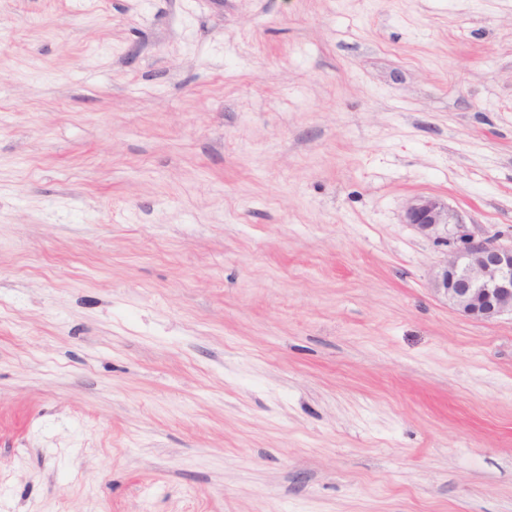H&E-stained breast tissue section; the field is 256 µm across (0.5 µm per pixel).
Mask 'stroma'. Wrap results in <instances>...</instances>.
I'll return each mask as SVG.
<instances>
[{"label":"stroma","instance_id":"1","mask_svg":"<svg viewBox=\"0 0 512 512\" xmlns=\"http://www.w3.org/2000/svg\"><path fill=\"white\" fill-rule=\"evenodd\" d=\"M512 0H0V512H512ZM403 223L452 245L434 284L460 314L477 320L512 316V241L497 244L470 231L447 202L432 195L410 200Z\"/></svg>","mask_w":512,"mask_h":512}]
</instances>
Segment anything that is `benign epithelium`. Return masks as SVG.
Here are the masks:
<instances>
[{
    "label": "benign epithelium",
    "instance_id": "benign-epithelium-1",
    "mask_svg": "<svg viewBox=\"0 0 512 512\" xmlns=\"http://www.w3.org/2000/svg\"><path fill=\"white\" fill-rule=\"evenodd\" d=\"M403 223L452 245L434 284L460 314L477 320L512 316V243L470 231L447 202L432 195L410 200Z\"/></svg>",
    "mask_w": 512,
    "mask_h": 512
}]
</instances>
